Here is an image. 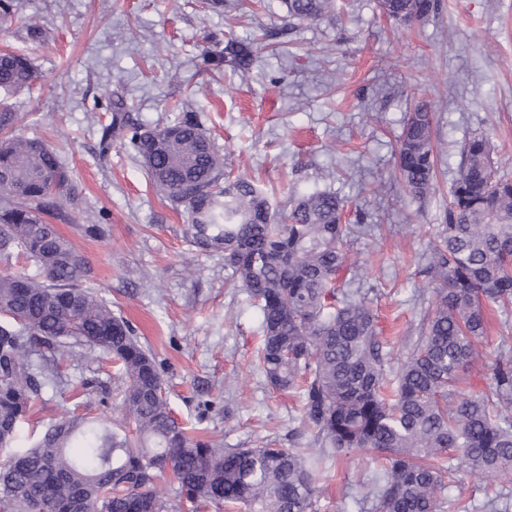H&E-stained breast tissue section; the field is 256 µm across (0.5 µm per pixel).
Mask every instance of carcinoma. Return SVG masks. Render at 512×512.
Segmentation results:
<instances>
[{
	"label": "carcinoma",
	"mask_w": 512,
	"mask_h": 512,
	"mask_svg": "<svg viewBox=\"0 0 512 512\" xmlns=\"http://www.w3.org/2000/svg\"><path fill=\"white\" fill-rule=\"evenodd\" d=\"M289 18L314 21L334 0H284ZM399 26L423 22L440 0H379ZM22 22L16 0H0V23ZM250 51L233 42L217 55L236 69ZM30 57L0 52V255L33 262L39 274L0 275V512H318L327 462L353 451L381 460L371 485L373 512H451L445 494L459 470L512 471V351L490 368L489 389L461 387L480 359L486 306L512 310V179L494 168L488 139L465 143L449 190L445 224L430 250L435 304L425 333L400 359L382 339L358 290L340 291L351 225L344 201L315 190L274 209L257 185L224 177V156L186 112L147 128L117 95L99 123L102 155L128 141L153 183L191 217L197 246L224 251L227 265L259 308L256 368L272 388L297 392L314 447L216 448L177 422L153 356L135 329L87 284L91 270L60 233L72 172L47 143L15 134L9 97L32 86ZM404 194L435 191L433 114L424 100L406 114L395 151ZM89 346L115 364L124 416L111 428L64 411L40 437L25 433L48 390H65L59 357ZM454 465H444L448 458ZM172 473V498L158 481Z\"/></svg>",
	"instance_id": "cac0c4a2"
}]
</instances>
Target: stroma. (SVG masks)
Segmentation results:
<instances>
[{
	"label": "stroma",
	"instance_id": "1",
	"mask_svg": "<svg viewBox=\"0 0 512 512\" xmlns=\"http://www.w3.org/2000/svg\"><path fill=\"white\" fill-rule=\"evenodd\" d=\"M18 3L47 40L33 48L0 26V49L29 52L41 75L14 97L17 132L48 143L71 168L78 198L59 230L90 266L95 291L154 356L174 415L221 448L310 447L298 394L273 390L252 364L261 314L223 252L194 244L186 211L153 186L132 149L117 142L99 156L104 107L125 95L147 127L193 110L225 172L252 179L276 210L315 189L345 199L344 220L357 230L341 280L368 298L382 336L404 355L434 302L429 242L466 141L487 136L499 173L512 176V0H440L435 17L406 27L384 18L378 0H336L322 19L296 24L282 0H224L218 13L197 0ZM230 41L250 47L248 71L214 64L213 51ZM420 99L433 113L437 173L421 204L401 190L392 154ZM89 224L103 225L104 237L85 236ZM503 347L512 350V315L494 312L466 375L470 393L487 390ZM60 370L70 387L34 410L35 431L72 407L82 380L118 383L87 348ZM375 468L361 452L334 459L319 512H373ZM450 493L464 505L491 497L512 506V475L467 474Z\"/></svg>",
	"mask_w": 512,
	"mask_h": 512
}]
</instances>
